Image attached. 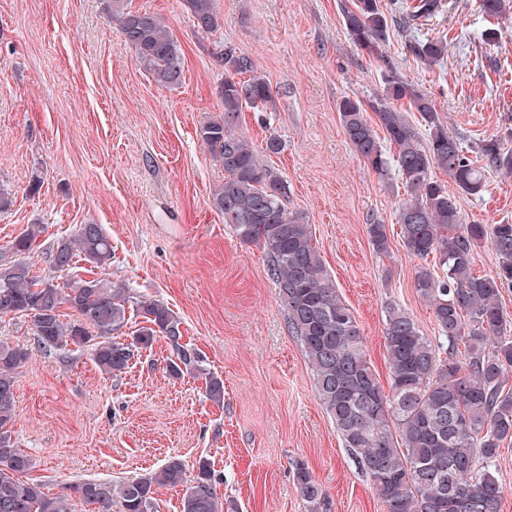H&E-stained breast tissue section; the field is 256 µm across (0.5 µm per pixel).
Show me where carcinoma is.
Listing matches in <instances>:
<instances>
[{"label":"carcinoma","instance_id":"1","mask_svg":"<svg viewBox=\"0 0 512 512\" xmlns=\"http://www.w3.org/2000/svg\"><path fill=\"white\" fill-rule=\"evenodd\" d=\"M194 23L204 32L221 26L218 0H183ZM494 20L512 11L509 0H480ZM442 8L440 0H415L400 18L402 28ZM342 25L352 42L380 56L389 35L381 0H343ZM117 22L138 65L161 87L181 83L184 52L163 19L131 11L125 0H111ZM442 37L416 47L426 65L444 58ZM224 63V115L201 126V143L224 167V183L214 189L212 204L233 226L240 240L262 251L267 274L278 289L289 332L296 337L311 366L317 397L336 424L345 448L369 480L386 512H500L502 486L495 472L501 445L512 442V323L500 305L502 290L512 288V223L463 222L456 196L434 175H448L458 190L476 195L485 171L512 175V150L490 139L480 160L469 157L448 130L430 99L392 74L370 118L357 98L338 104L340 125L356 156L384 178L395 166L407 200L398 223L408 255L422 260L415 288L433 310L439 336L451 347L464 346L465 360L442 351L425 336L405 310L392 307L385 327L390 389L380 384L364 352L358 323L336 293L321 256L313 245L311 225L288 210V185L264 163L278 154L281 139L269 136L258 148L241 131L239 117L247 109L274 112L276 101L268 81L258 75L253 59L230 47L216 51ZM407 101L420 113L429 135L414 132L397 103ZM382 132H377V129ZM394 148L385 154L381 140ZM367 234L376 252L390 249L386 225L369 219ZM41 230L31 227L0 250V318L38 315L32 321L38 344L45 348L87 346L97 367L111 376L125 372L133 347L114 339L126 321L128 289L106 278L71 279L62 287L34 272L33 254ZM490 241L498 258L493 276L474 273L475 250ZM435 259L436 274L423 261ZM53 271H69L86 261L96 268L111 264L112 243L100 224H81L74 234L41 253ZM137 311L142 326L136 348L147 349L164 337L175 360L176 376L197 369L198 356L181 345L182 331L169 308L142 300ZM28 349L0 340V512H76L74 502L93 505L91 512H154L159 488H185L181 512H223L234 504L219 502L209 464L199 463L187 476L181 458H168L148 474L119 486L86 480L69 492L50 495L29 478L31 456L13 438L16 425L15 375L28 359ZM294 478L311 512H319L323 493L307 466H295Z\"/></svg>","mask_w":512,"mask_h":512}]
</instances>
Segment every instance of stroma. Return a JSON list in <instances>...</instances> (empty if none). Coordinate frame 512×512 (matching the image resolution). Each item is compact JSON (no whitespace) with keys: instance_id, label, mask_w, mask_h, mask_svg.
Instances as JSON below:
<instances>
[{"instance_id":"35a3bbf8","label":"stroma","mask_w":512,"mask_h":512,"mask_svg":"<svg viewBox=\"0 0 512 512\" xmlns=\"http://www.w3.org/2000/svg\"><path fill=\"white\" fill-rule=\"evenodd\" d=\"M455 2L391 33L376 60L343 28L341 0H219L223 26L213 33L195 26L183 0H127L161 15L182 46L184 77L166 88L138 66L108 0H0V188L11 198L0 249L33 224L44 248L102 225L112 242L106 278L131 301L173 311L200 359L198 371L170 375L160 337L113 377L77 346H38L30 318H0V339L30 351L16 374V442L46 492L118 484L177 456L191 476L209 462L219 500L240 512H309L293 478L302 463L323 491L322 512H385L316 395L262 252L211 204L224 168L196 131L224 113L216 46L252 57L277 109L263 122L243 112L241 129L257 145L272 134L283 141L268 163L388 385V307L405 309L429 338L437 325L400 236L404 183L357 158L338 104L374 102L394 71L432 100L464 149L491 138L512 148V13L492 24L480 0ZM439 35L448 56L426 66L413 49ZM485 180L479 195L460 196L463 216L512 223V176L491 170ZM372 217L387 226L388 254L369 241ZM209 374L224 382L223 404L206 395Z\"/></svg>"}]
</instances>
